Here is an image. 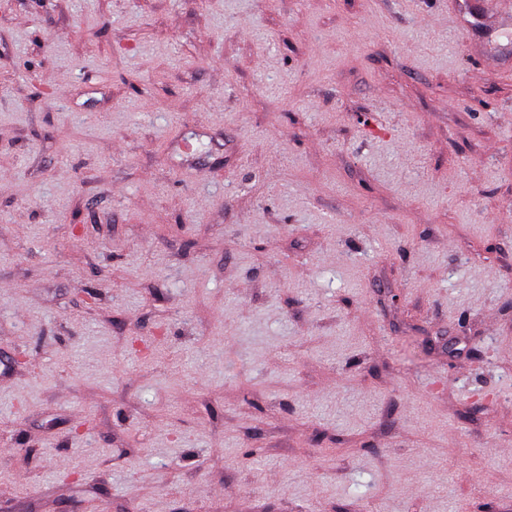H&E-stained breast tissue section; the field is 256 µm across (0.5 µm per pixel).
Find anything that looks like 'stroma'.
I'll return each instance as SVG.
<instances>
[{
  "label": "stroma",
  "instance_id": "stroma-1",
  "mask_svg": "<svg viewBox=\"0 0 512 512\" xmlns=\"http://www.w3.org/2000/svg\"><path fill=\"white\" fill-rule=\"evenodd\" d=\"M0 0V512H512V17Z\"/></svg>",
  "mask_w": 512,
  "mask_h": 512
}]
</instances>
